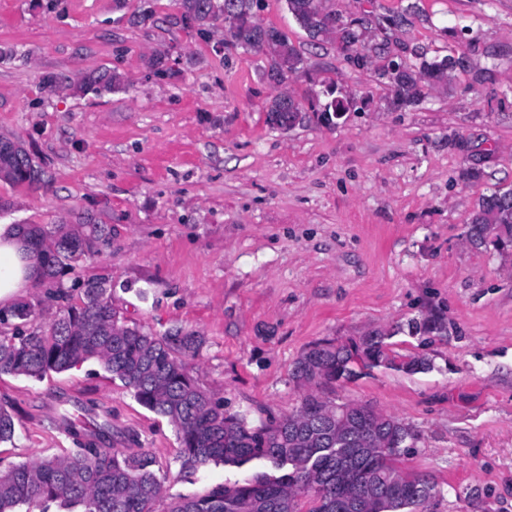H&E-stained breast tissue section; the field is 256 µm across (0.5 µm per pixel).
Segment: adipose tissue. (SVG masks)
Returning a JSON list of instances; mask_svg holds the SVG:
<instances>
[{
    "label": "adipose tissue",
    "instance_id": "1",
    "mask_svg": "<svg viewBox=\"0 0 512 512\" xmlns=\"http://www.w3.org/2000/svg\"><path fill=\"white\" fill-rule=\"evenodd\" d=\"M35 279V262L19 241V228L0 224V307H9Z\"/></svg>",
    "mask_w": 512,
    "mask_h": 512
}]
</instances>
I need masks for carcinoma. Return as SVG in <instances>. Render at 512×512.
<instances>
[{"instance_id": "cac0c4a2", "label": "carcinoma", "mask_w": 512, "mask_h": 512, "mask_svg": "<svg viewBox=\"0 0 512 512\" xmlns=\"http://www.w3.org/2000/svg\"><path fill=\"white\" fill-rule=\"evenodd\" d=\"M323 0H286L288 11L308 37L315 40L332 27L341 49L357 64L365 62L360 34L336 14L325 11ZM181 20L202 36L229 16L234 32L225 47L260 51L265 26L255 19L257 0H177ZM278 50L267 54L263 77L283 80L304 68V60L288 37L277 31ZM455 59L424 60L418 70L387 71L394 104L408 107L421 97L424 86L443 84ZM126 79L117 69L88 71L72 93L85 95L123 90ZM307 118L293 98L277 94L266 109L272 128L290 129L294 119ZM15 138H0V165L13 175L14 187L32 188L44 171ZM21 236L35 260L36 287L46 288L62 302L56 316L43 326L31 322L39 304L21 300L0 308V375L40 379L50 371L62 372L94 360L129 388L148 409L168 418L180 444L179 473L196 471L210 463L241 468L261 463L241 483L225 484L207 493L184 497L168 512H301L299 498H311L307 512H423L437 494L426 475L414 485L398 482L397 463L383 459L382 448L400 444L416 447L418 435L402 420L369 406L336 403L326 398L336 384L353 379L361 369L384 368L408 374L430 368V361L401 353L388 342L389 334L375 329L344 342L316 344L296 361L293 379L306 389L295 412L254 425L248 413H230L224 399L205 391L192 374L191 361L203 347L202 337L177 330L157 335L130 326L112 304V283L93 275L72 283L65 276L80 263L112 249L110 224H23ZM466 238L475 248L500 254L512 250V188H497L479 198L469 219ZM80 303L69 304L72 292ZM412 336H446L448 323L427 314L408 325ZM332 409L318 427V441L303 443L299 431L310 411ZM65 429L79 445L64 458H39L0 471V512H23L34 502L54 503L59 512H155L162 482L146 453L125 454L106 444L109 425L86 439L67 417ZM14 411L0 406V441L13 438ZM374 479L377 493L360 495L366 478Z\"/></svg>"}]
</instances>
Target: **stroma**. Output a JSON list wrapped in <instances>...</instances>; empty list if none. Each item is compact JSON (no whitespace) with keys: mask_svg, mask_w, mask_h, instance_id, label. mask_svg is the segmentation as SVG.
<instances>
[{"mask_svg":"<svg viewBox=\"0 0 512 512\" xmlns=\"http://www.w3.org/2000/svg\"><path fill=\"white\" fill-rule=\"evenodd\" d=\"M144 1L152 20L130 25ZM327 5L367 21L366 65L335 37L310 41L285 0H260L256 21L305 60L283 89L306 107L325 103L329 83L350 100L337 124L281 131L266 123L278 90L265 56L220 49L222 28L200 36L175 0H0V46L17 51L0 62V137L22 139L46 172L34 189L0 182V224L111 225V251L75 276H109L127 324L202 336L194 375L232 412L292 413L303 352L393 332L432 369L378 368L337 386L336 401L419 432L403 465L437 483L427 512H512V257L464 239L479 198L512 187V0ZM158 50L163 73L149 66ZM445 56L464 68L396 107L380 71ZM98 67L124 73L125 89L42 85ZM428 311L448 334L426 343L403 327ZM0 404L19 412L0 469L71 454L60 414L85 430L108 409L113 447L149 454L165 478L155 512L252 474L214 463L179 474L174 426L95 362L1 375Z\"/></svg>","mask_w":512,"mask_h":512,"instance_id":"1","label":"stroma"}]
</instances>
